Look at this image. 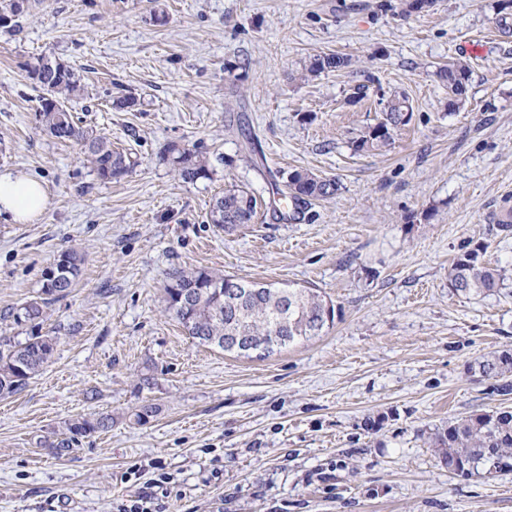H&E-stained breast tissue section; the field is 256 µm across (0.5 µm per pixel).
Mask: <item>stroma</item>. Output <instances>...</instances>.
Returning <instances> with one entry per match:
<instances>
[{
	"mask_svg": "<svg viewBox=\"0 0 512 512\" xmlns=\"http://www.w3.org/2000/svg\"><path fill=\"white\" fill-rule=\"evenodd\" d=\"M0 28V170L41 180L44 214L0 217V336L73 250L74 288L46 304L50 362L0 398V512H115L171 477L166 512H512V472H449L438 430L512 410L475 373L512 351V7L435 0H29ZM348 68L308 73L319 54ZM85 91L68 106L134 165L101 180L80 145L36 117L37 58ZM469 68L449 105L440 67ZM137 109L114 106L120 93ZM412 116L389 146L360 150L387 100ZM198 147L210 176L182 181L171 145ZM306 170L337 195L278 206ZM237 185L263 202L225 230L207 215ZM485 244L506 273L490 295L448 286ZM176 269L320 289L338 315L322 336L247 358L200 345L165 308ZM157 413L133 419L139 407ZM111 428L54 455L45 439L80 417Z\"/></svg>",
	"mask_w": 512,
	"mask_h": 512,
	"instance_id": "obj_1",
	"label": "stroma"
}]
</instances>
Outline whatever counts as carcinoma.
Returning a JSON list of instances; mask_svg holds the SVG:
<instances>
[{
	"label": "carcinoma",
	"mask_w": 512,
	"mask_h": 512,
	"mask_svg": "<svg viewBox=\"0 0 512 512\" xmlns=\"http://www.w3.org/2000/svg\"><path fill=\"white\" fill-rule=\"evenodd\" d=\"M27 0H0V27L13 31L1 19H13L25 12ZM349 60L338 54H324L312 59L311 73L339 71ZM468 67L454 62L439 72L448 83V95L459 99L465 92ZM30 76L43 91L39 100L38 117L43 130L61 142H77L85 146L89 162L102 180H112L124 174L133 165L131 157L112 148L106 136H91L75 121L66 102L81 92V85L73 69L57 60L45 57L31 66ZM410 107L404 98L387 102L381 119L363 133L356 148L380 149L390 144L394 132L409 123ZM177 164L178 175L185 182L207 179L210 170L206 157L197 148L172 145L168 149ZM289 197L293 201L317 200L336 195V181L322 179L315 174L296 170L291 173ZM258 213V200L248 190L232 186L215 199L208 215V223L221 227L250 224ZM486 245H478L458 255L448 269V287L457 292L476 295L492 294L505 286V271L483 259ZM81 259L74 252L59 256L51 271L54 282L42 285L45 298L32 301L17 314L18 322L30 324L31 333L25 341L0 338V397L22 391L14 385L12 376L17 370L30 380L53 356L55 337L41 334L43 306L48 298L65 295L75 285L80 274ZM219 276L205 270L176 271L164 288L167 309L188 335L198 343L224 350L227 336H255L260 339L261 355H270L322 335L333 325L336 307L317 288L275 287L268 284L244 282L231 293L207 284ZM226 279V276L219 277ZM478 372L498 381L497 390L507 396L512 393V353L504 350L492 353L477 363ZM112 418H80L68 426V434L61 439L47 440L45 446L56 453L68 451L79 443V438L109 427ZM436 447L442 458L455 465L452 472L465 476H494L504 472L495 466L503 456H512V411L489 410L470 416L435 434Z\"/></svg>",
	"instance_id": "cac0c4a2"
}]
</instances>
